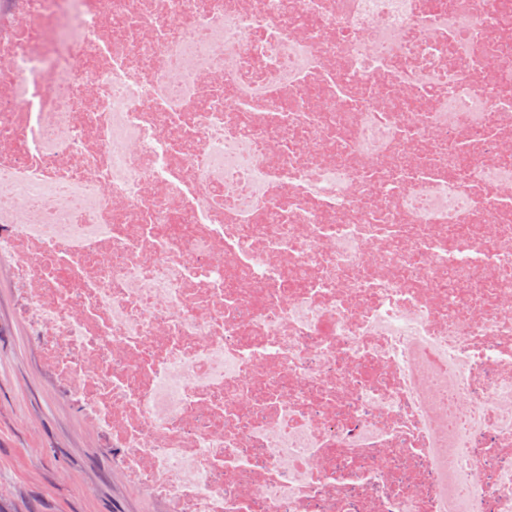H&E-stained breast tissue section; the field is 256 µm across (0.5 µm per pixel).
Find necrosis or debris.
<instances>
[{"label": "necrosis or debris", "instance_id": "necrosis-or-debris-1", "mask_svg": "<svg viewBox=\"0 0 512 512\" xmlns=\"http://www.w3.org/2000/svg\"><path fill=\"white\" fill-rule=\"evenodd\" d=\"M0 273L165 512H512V0H0Z\"/></svg>", "mask_w": 512, "mask_h": 512}]
</instances>
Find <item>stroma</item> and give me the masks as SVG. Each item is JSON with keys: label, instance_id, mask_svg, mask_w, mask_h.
I'll return each mask as SVG.
<instances>
[{"label": "stroma", "instance_id": "35a3bbf8", "mask_svg": "<svg viewBox=\"0 0 512 512\" xmlns=\"http://www.w3.org/2000/svg\"><path fill=\"white\" fill-rule=\"evenodd\" d=\"M0 512H164L117 475L80 410L41 365L0 275Z\"/></svg>", "mask_w": 512, "mask_h": 512}]
</instances>
